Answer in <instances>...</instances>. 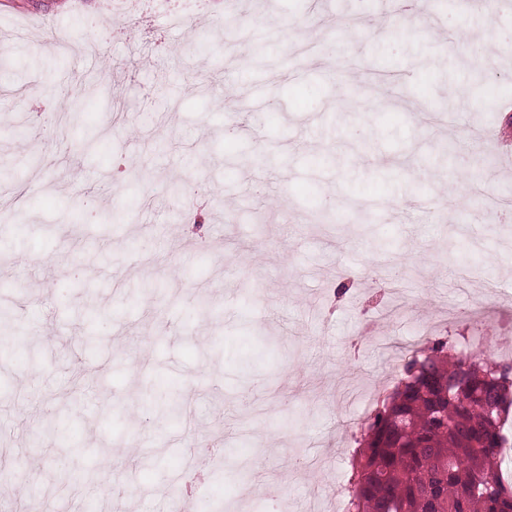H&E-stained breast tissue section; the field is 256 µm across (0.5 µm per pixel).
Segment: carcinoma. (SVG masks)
I'll list each match as a JSON object with an SVG mask.
<instances>
[{"mask_svg": "<svg viewBox=\"0 0 512 512\" xmlns=\"http://www.w3.org/2000/svg\"><path fill=\"white\" fill-rule=\"evenodd\" d=\"M438 340L403 366L352 459L347 512H512L501 449L512 414V363ZM163 415L180 422L179 399Z\"/></svg>", "mask_w": 512, "mask_h": 512, "instance_id": "cac0c4a2", "label": "carcinoma"}]
</instances>
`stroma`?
Returning <instances> with one entry per match:
<instances>
[{"label": "stroma", "mask_w": 512, "mask_h": 512, "mask_svg": "<svg viewBox=\"0 0 512 512\" xmlns=\"http://www.w3.org/2000/svg\"><path fill=\"white\" fill-rule=\"evenodd\" d=\"M146 8L125 38L96 26L112 0H0V166L20 174L0 210L24 215L0 224V471L29 502L64 476L94 512L113 485L127 512H166L208 440L193 512H334L405 351L512 323V225L475 199L512 189V0L381 34L380 0H210L187 26ZM61 42L81 107L65 137L44 83ZM458 178L465 204L437 217ZM91 194L122 222L64 223ZM173 386L186 431L156 411Z\"/></svg>", "instance_id": "obj_1"}]
</instances>
